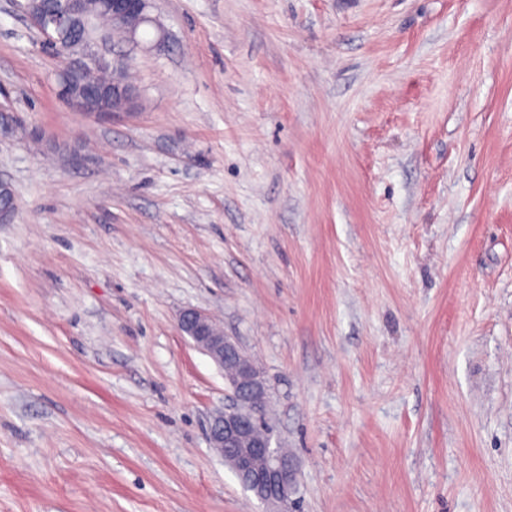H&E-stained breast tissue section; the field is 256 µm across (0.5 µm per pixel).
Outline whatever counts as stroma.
I'll list each match as a JSON object with an SVG mask.
<instances>
[{
  "label": "stroma",
  "instance_id": "stroma-1",
  "mask_svg": "<svg viewBox=\"0 0 512 512\" xmlns=\"http://www.w3.org/2000/svg\"><path fill=\"white\" fill-rule=\"evenodd\" d=\"M87 115L0 0V512H272L209 447V314L296 512H512V0H155ZM0 137H12L17 135L18 133L24 134L30 139L38 140L40 135L37 131L26 130L22 131L25 126L21 123V121L14 115V113H9L4 109H0Z\"/></svg>",
  "mask_w": 512,
  "mask_h": 512
}]
</instances>
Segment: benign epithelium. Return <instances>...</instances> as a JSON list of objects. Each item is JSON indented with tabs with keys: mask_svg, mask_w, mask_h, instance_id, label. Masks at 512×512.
Returning a JSON list of instances; mask_svg holds the SVG:
<instances>
[{
	"mask_svg": "<svg viewBox=\"0 0 512 512\" xmlns=\"http://www.w3.org/2000/svg\"><path fill=\"white\" fill-rule=\"evenodd\" d=\"M77 10L70 15H59L49 23L43 11L25 0L23 9L31 23L45 36V45L63 56L59 71V96L75 112L110 114L135 107L138 93L134 85L124 79L126 64L121 55L107 58L97 43L84 44L77 52H65L57 43V31L81 22L89 10L106 12L112 19L124 24L125 44L144 49L148 43L141 40L138 27L147 24L158 36L152 43L166 40L164 28L151 15L152 0H71ZM91 68L108 70L114 74L107 86H91L84 82V74ZM37 140L39 133L24 130V125L12 113L0 112V137L18 133ZM180 329L194 344L223 370L232 391L230 404L217 412L208 427L210 447L224 458L243 488L252 492L261 502L288 512L298 489V467L288 453L272 446V429L267 411L266 382L253 360L235 343L224 336L210 316L199 310H188L180 317Z\"/></svg>",
	"mask_w": 512,
	"mask_h": 512,
	"instance_id": "obj_1",
	"label": "benign epithelium"
}]
</instances>
